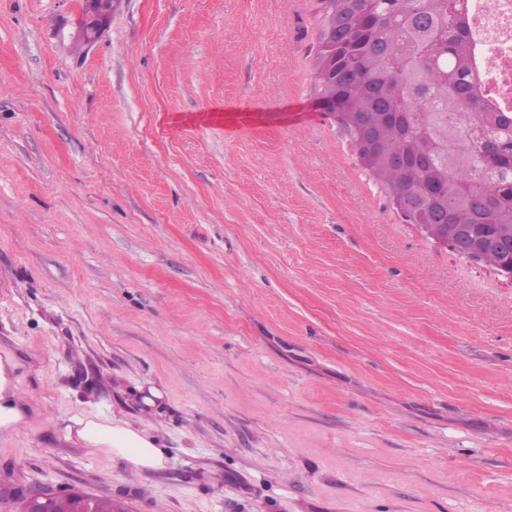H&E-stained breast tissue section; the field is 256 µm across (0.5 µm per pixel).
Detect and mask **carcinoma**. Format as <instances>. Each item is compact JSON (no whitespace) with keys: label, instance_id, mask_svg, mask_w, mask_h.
Segmentation results:
<instances>
[{"label":"carcinoma","instance_id":"cac0c4a2","mask_svg":"<svg viewBox=\"0 0 512 512\" xmlns=\"http://www.w3.org/2000/svg\"><path fill=\"white\" fill-rule=\"evenodd\" d=\"M320 98L410 224L448 231L512 269V113L473 78L467 0H319Z\"/></svg>","mask_w":512,"mask_h":512}]
</instances>
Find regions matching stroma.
Returning a JSON list of instances; mask_svg holds the SVG:
<instances>
[{"mask_svg":"<svg viewBox=\"0 0 512 512\" xmlns=\"http://www.w3.org/2000/svg\"><path fill=\"white\" fill-rule=\"evenodd\" d=\"M84 5L0 0V512H512V280L320 108L319 0H121L87 44ZM6 385L7 378L3 366L0 365V428L8 427L21 419V411L16 402L2 395ZM76 433L88 446L104 448L136 470L162 467L164 455L155 442L128 427L74 418ZM54 505L61 507L55 508ZM58 509H63L66 512L91 511L88 497L48 489L28 494L23 502L21 512H52Z\"/></svg>","mask_w":512,"mask_h":512,"instance_id":"obj_1","label":"stroma"}]
</instances>
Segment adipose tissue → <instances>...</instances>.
Listing matches in <instances>:
<instances>
[{
    "instance_id": "ef3b65f1",
    "label": "adipose tissue",
    "mask_w": 512,
    "mask_h": 512,
    "mask_svg": "<svg viewBox=\"0 0 512 512\" xmlns=\"http://www.w3.org/2000/svg\"><path fill=\"white\" fill-rule=\"evenodd\" d=\"M77 435L86 445L106 449L137 470H150L162 467L163 451L155 442L130 428L77 419Z\"/></svg>"
}]
</instances>
